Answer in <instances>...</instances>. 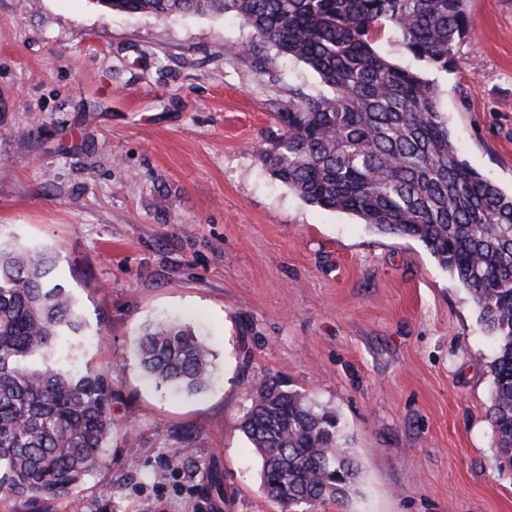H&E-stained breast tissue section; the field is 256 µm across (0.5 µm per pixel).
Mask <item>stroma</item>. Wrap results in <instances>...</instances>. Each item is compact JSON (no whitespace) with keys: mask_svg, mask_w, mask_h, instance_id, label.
<instances>
[{"mask_svg":"<svg viewBox=\"0 0 512 512\" xmlns=\"http://www.w3.org/2000/svg\"><path fill=\"white\" fill-rule=\"evenodd\" d=\"M468 10L447 69L386 34L376 47L435 85L462 158L508 191L512 0ZM297 88L324 91L230 14L0 0V235L54 253L86 322L75 364L108 377L116 409L106 465L52 512H283L239 429L266 376L335 412L361 463L319 512H512L488 421L493 341L469 291L419 242L307 203L265 165ZM157 319L202 335L207 390L145 378L136 338Z\"/></svg>","mask_w":512,"mask_h":512,"instance_id":"35a3bbf8","label":"stroma"}]
</instances>
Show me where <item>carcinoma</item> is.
<instances>
[{"mask_svg": "<svg viewBox=\"0 0 512 512\" xmlns=\"http://www.w3.org/2000/svg\"><path fill=\"white\" fill-rule=\"evenodd\" d=\"M114 13H232L259 41L315 72L331 93L295 89L262 151L271 173L306 201L374 230L421 242L467 288L494 338L487 361L496 467L512 469V192L460 158L434 85L390 62L386 32L412 56L448 69L469 31L467 0H98ZM43 252L0 241V496L32 512L106 463L112 386L57 358L81 332L79 307L51 279ZM146 376L187 393L212 379V353L191 327L147 325ZM239 429L261 462V488L286 512L349 495L359 470L336 414L263 378Z\"/></svg>", "mask_w": 512, "mask_h": 512, "instance_id": "1", "label": "carcinoma"}]
</instances>
